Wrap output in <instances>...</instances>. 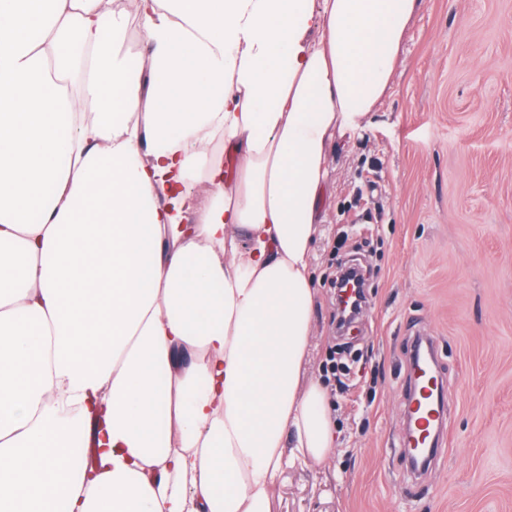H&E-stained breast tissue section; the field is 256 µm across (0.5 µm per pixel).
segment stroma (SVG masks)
Wrapping results in <instances>:
<instances>
[{
  "label": "stroma",
  "mask_w": 512,
  "mask_h": 512,
  "mask_svg": "<svg viewBox=\"0 0 512 512\" xmlns=\"http://www.w3.org/2000/svg\"><path fill=\"white\" fill-rule=\"evenodd\" d=\"M312 265L316 348L338 439L284 470L271 512H512V0H419L365 129L333 140ZM368 277L336 332L341 265ZM430 333L444 444L412 475L402 447L413 340Z\"/></svg>",
  "instance_id": "1"
}]
</instances>
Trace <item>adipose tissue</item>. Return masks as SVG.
Instances as JSON below:
<instances>
[{
  "mask_svg": "<svg viewBox=\"0 0 512 512\" xmlns=\"http://www.w3.org/2000/svg\"><path fill=\"white\" fill-rule=\"evenodd\" d=\"M416 6L0 0V512H270L332 456L328 145Z\"/></svg>",
  "mask_w": 512,
  "mask_h": 512,
  "instance_id": "obj_1",
  "label": "adipose tissue"
}]
</instances>
